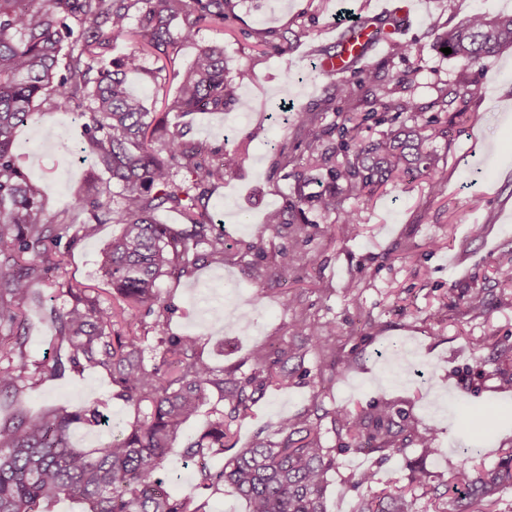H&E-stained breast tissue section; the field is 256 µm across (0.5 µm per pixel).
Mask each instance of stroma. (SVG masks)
<instances>
[{
  "instance_id": "1",
  "label": "stroma",
  "mask_w": 512,
  "mask_h": 512,
  "mask_svg": "<svg viewBox=\"0 0 512 512\" xmlns=\"http://www.w3.org/2000/svg\"><path fill=\"white\" fill-rule=\"evenodd\" d=\"M391 0H228L236 18L234 31L215 25L202 28L194 41L178 45L174 68H185L199 46H224L226 75L238 79L239 108L227 112H172L169 131H186L206 145L213 158L244 144L241 164L210 191L208 209L224 230L223 260L193 261L182 277L161 280L162 302L171 304L167 331L196 337L198 347L215 371L254 372L255 346L269 351L300 347L289 360L288 388L256 390L244 418L231 428L229 445L241 448L258 440H276L277 424L286 415L302 414L319 426L323 447L336 449V472L326 492L327 512H358L366 489L352 478L369 456L346 450L331 411L369 409L389 401L402 416L416 419L420 431H432L439 448L427 458L429 470L443 474L459 462L461 442H480L485 464L498 459L499 449L512 448V391H501L502 363L490 349L474 353L476 339L488 337L512 344V287H503L495 271L512 264V49L461 70L459 62L432 51L427 27L440 14L442 0H413L408 21L396 39L408 43L409 54L391 56L389 46L372 51L370 62L391 77L416 71L407 94L422 109L423 118L436 119L443 133L429 148L438 158L443 191L428 196L421 178L405 177L380 187L362 201V222L346 239L327 233L331 218L309 212L307 236L292 226L278 232L265 229L266 213L285 204L295 181L276 167L281 144L300 140L291 109L325 110L327 120L340 112H369L366 102L328 101L330 79L321 71L320 50H335L340 29L352 19L380 17ZM295 37L285 56L265 53L264 31ZM291 81H283L284 70ZM172 71H159L154 57H146L140 72L129 75L130 90L146 106L162 111L165 96L177 88ZM465 75L468 118L458 122L453 111H439L436 81L456 83ZM82 121L69 112L43 109L16 134L14 153L22 169L43 191L49 220L78 222L70 204L89 177L108 182L94 171L91 148ZM481 235H473V225ZM116 224L101 225L95 238L61 247L58 269L39 282L44 295L69 282L112 301V286L99 268L100 254ZM264 238L266 249L249 245ZM293 249V271L281 273L274 262L282 249ZM318 253L320 263L308 268L306 257ZM356 283V298H348V283ZM489 288L497 301L479 317L466 314L463 299L471 291ZM24 332L25 355L39 366L35 379L25 380V410L35 416L48 409L74 411L102 401L112 426H73L70 441L77 448H96L122 434L134 420V410L119 399L106 372L73 367L54 370L61 347L52 325L38 304H30ZM333 322L336 334L330 348L318 350L291 336L289 325L298 318ZM319 395L326 417L317 418L310 406ZM493 414L484 422L475 415L485 407ZM169 491L176 496L194 493L205 512H247L243 499L228 490L201 489L194 467L180 453L166 461Z\"/></svg>"
}]
</instances>
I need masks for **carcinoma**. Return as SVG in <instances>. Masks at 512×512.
<instances>
[{
    "instance_id": "cac0c4a2",
    "label": "carcinoma",
    "mask_w": 512,
    "mask_h": 512,
    "mask_svg": "<svg viewBox=\"0 0 512 512\" xmlns=\"http://www.w3.org/2000/svg\"><path fill=\"white\" fill-rule=\"evenodd\" d=\"M226 0H0V323L19 324L28 301H38L34 285L42 273L58 268L61 243L72 245L98 233L102 224L122 225L112 237L101 261L110 280L115 302L104 306L74 285L57 289L70 299L64 311L50 309L47 317L58 340L68 350L55 369L80 364L109 373L118 396L136 409L137 417L126 435L97 448H75L69 431L75 424L96 425L108 419L102 404L73 412L47 410L31 417L23 411L26 392L20 382L30 377L23 347L26 336L0 337V396L9 398L16 411L0 421V512H50L62 497L85 505L84 512H203L190 494L172 495L161 469L174 449L183 426L195 419L207 402L208 387L222 392L228 410L216 409L209 426L183 449L185 460L198 465V480L207 486L225 484L246 502L247 512H327L326 489L336 472L334 449L320 444L318 433L304 427L298 417L278 425L282 440H258L238 449L224 470L212 473L205 459L224 450L230 423L247 410V388L255 381L288 386V372L275 370L263 345L251 354L256 366L248 377L224 379L197 352L192 336L166 335L158 282L167 275L188 272L185 260L201 248L203 254L224 258V232L208 211L209 188L224 182L239 166L247 147L224 152V161L199 160V142L173 134L159 135L164 118L151 112L144 100L126 87L128 74L142 67L144 56L170 60L168 49L195 39L201 27H231L236 17L225 10ZM184 17L179 27L172 22ZM432 50L449 47L450 57L467 70L471 65L512 48V14L489 17L472 13L449 25L441 18L428 23ZM366 26L342 34L346 43L336 55L352 78L330 82L327 101H353L371 96L375 109L358 118L345 115L341 122L323 124L324 111L303 110L298 117L303 154L280 147V167L292 168L298 186L323 177L317 164L337 155L343 161L328 170L326 186L309 196L297 190L288 210H272L266 224H294L303 233L309 226L306 210L336 216L330 234L351 236L361 223L354 204L375 188L401 174L418 173L428 193L438 194L443 179L429 141L441 130L420 119L419 107L401 95L412 84L407 75L381 76L369 63L362 41ZM72 39L64 67H59L63 42ZM131 43L128 53L103 65L117 40ZM224 47L199 49L180 75L177 95L166 104L168 112L211 110L224 112L243 106L237 85L224 75ZM440 110L456 105V116L467 111V101L448 98L438 89ZM57 111L80 109L83 133L92 146L94 166L110 175L119 188L120 207L112 208L108 186L91 184L75 199L88 213L85 223L54 224L43 218L41 190L17 164L13 144L18 127L26 124L43 104ZM400 121L397 129L375 140L360 135L362 125ZM338 134L333 145L329 137ZM169 206L180 212L188 228L176 231L156 219ZM491 306L489 295L477 291L465 300L469 313L483 314ZM146 314L156 315L159 359L144 361V337L136 326ZM291 335L322 348L336 335L329 322L299 319ZM335 430L349 439L346 449L382 460L419 449L422 459L410 464L409 486L383 490L364 500L359 512H418V500L434 503V512H496L493 496L512 487V449L490 467L477 466L480 449L474 443L458 448L462 461L448 479L433 474L423 458L439 453L432 436L418 431L392 404H377L368 411L333 412Z\"/></svg>"
}]
</instances>
